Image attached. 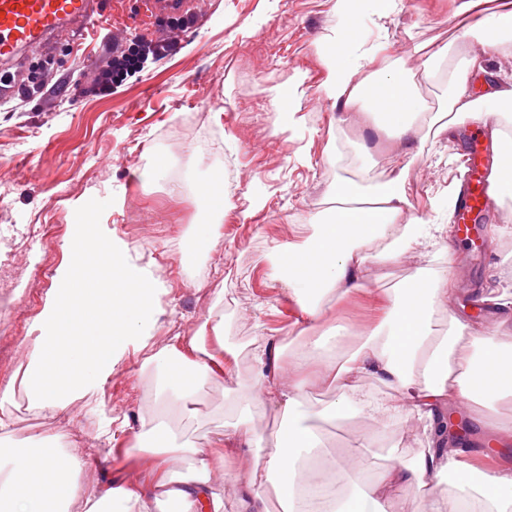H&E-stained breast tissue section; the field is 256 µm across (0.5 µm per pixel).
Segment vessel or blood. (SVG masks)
<instances>
[{"mask_svg":"<svg viewBox=\"0 0 512 512\" xmlns=\"http://www.w3.org/2000/svg\"><path fill=\"white\" fill-rule=\"evenodd\" d=\"M103 0H0V65L15 63L34 46H52L67 30L97 23ZM186 10L185 0H147L151 20L177 16ZM466 147L472 156L470 175L456 192L454 226L464 241L474 242L483 232V221L494 206L490 175L503 162V147L486 148L480 131H471Z\"/></svg>","mask_w":512,"mask_h":512,"instance_id":"1","label":"vessel or blood"}]
</instances>
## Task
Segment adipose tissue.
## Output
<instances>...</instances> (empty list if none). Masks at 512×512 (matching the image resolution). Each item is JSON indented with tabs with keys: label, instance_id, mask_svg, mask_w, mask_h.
<instances>
[{
	"label": "adipose tissue",
	"instance_id": "adipose-tissue-1",
	"mask_svg": "<svg viewBox=\"0 0 512 512\" xmlns=\"http://www.w3.org/2000/svg\"><path fill=\"white\" fill-rule=\"evenodd\" d=\"M397 6L398 0H335L336 24L321 51L329 75L318 94L344 112L366 100L379 124L408 151L419 121L438 124L443 133L450 126L428 115L418 92L419 80L433 77L438 54L428 55L415 72L394 65L369 69L378 49L362 37V18L372 9L385 19ZM494 15L495 24L461 30L462 47L448 67L440 109L451 120H493L494 138L505 139L512 149V137L505 134L512 127V78L490 82L479 95L469 81L471 74L484 72L487 53L512 50V0H497ZM472 41L480 43V51L468 50ZM331 199L317 232L301 245L277 247L268 256L272 276L287 285L305 324L322 320L325 295L366 292L369 263L383 265L407 254L423 257L432 240L424 225L403 219L408 204L404 172L375 184H338ZM375 242L379 250L367 253ZM90 274L112 280L119 324L103 342L96 340L89 318L81 334L66 333L74 320L69 304L83 293ZM452 281L448 271L418 275L392 290L377 289L381 316L372 328L357 332L330 325L328 336L308 337L288 361L278 339L256 345L249 382L229 401L220 430L203 450L190 442L173 443L163 414L187 406L207 384L229 376L223 350L208 349L202 333L188 339L176 334L164 347L152 349L148 332L157 321V281L131 262L128 245L114 239L105 225L86 223L25 346L27 406L70 413L111 377L128 347L145 351V364L165 377L156 409L141 419L133 447L153 459V480L146 487L102 485L86 462L57 439L42 456L41 469L66 491L34 490L25 482L29 460L22 449L11 448L8 463L0 464V512H150L154 502L175 503L178 512H223L228 483L236 489L237 512H271L264 486L274 478L288 486L283 512H387L389 504L402 499L412 503L411 512H512V474L481 471L474 453L455 447L445 427L448 406L470 411L512 401V327L501 322L477 330L449 314ZM437 317L447 319L446 332L435 333ZM315 379L334 386L336 399L307 411L301 398ZM369 380L385 387L382 398L367 392ZM265 403L288 421L268 449L251 416L255 405ZM350 409L369 414L378 426L402 431L408 420H417L426 443L372 482L364 481L355 458H348L342 466L347 481L337 486L341 466L312 454L318 446L316 425ZM236 448L249 451V462L225 471L224 455ZM445 482L457 489V496L441 493Z\"/></svg>",
	"mask_w": 512,
	"mask_h": 512
}]
</instances>
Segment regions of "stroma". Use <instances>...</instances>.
Instances as JSON below:
<instances>
[{
    "instance_id": "1",
    "label": "stroma",
    "mask_w": 512,
    "mask_h": 512,
    "mask_svg": "<svg viewBox=\"0 0 512 512\" xmlns=\"http://www.w3.org/2000/svg\"><path fill=\"white\" fill-rule=\"evenodd\" d=\"M460 0H402L377 27L364 17L362 33L383 44L373 64L418 71L424 54L448 44L462 27L485 18L484 9L457 13ZM105 28L92 47L73 49L83 34L63 35L55 47L27 50L13 69L14 91L0 104V225L53 230L39 253L12 250L0 290V389H22L21 343L38 320L55 281L42 268L59 270L72 254L80 212H95L113 237L129 244L139 265L163 286L162 313L152 331L154 345L169 332L191 337L207 320H223L228 349L238 352V379L204 388L193 411L177 414V441L206 446L237 382L252 365L243 348L278 337L293 351L298 307L285 285L270 276L273 248L302 243L327 209L326 197L340 182L383 179L406 170V215L425 224L448 225V192L466 170L460 140L416 130L420 151L400 155L392 140L360 112L338 116L316 89L328 71L321 61L324 36L336 22L334 0H197L194 17L153 24L137 0H108ZM177 37L175 54L129 74L112 95L83 89L113 51L138 40ZM290 88L291 115L282 118L274 100ZM222 175L221 234L189 254L187 241L215 216L199 197L200 183ZM483 247L462 244L448 255L434 238L428 255L370 266L371 287L396 288L419 269L458 276L452 312L485 326L489 309L473 304L481 288L512 287V200L497 205ZM326 322L370 325L379 315L374 296H327ZM144 354L128 348L112 377L96 394L74 405V421L13 407L14 444L56 437L86 459L102 481L137 484L151 472L144 458L126 455L140 416L154 409L156 371ZM112 440L102 438V431ZM374 438L362 447L361 435ZM321 453L343 459L362 447L365 478L391 463L389 450L409 455L420 448L422 428L400 434L378 429L367 417L347 415L319 425Z\"/></svg>"
}]
</instances>
